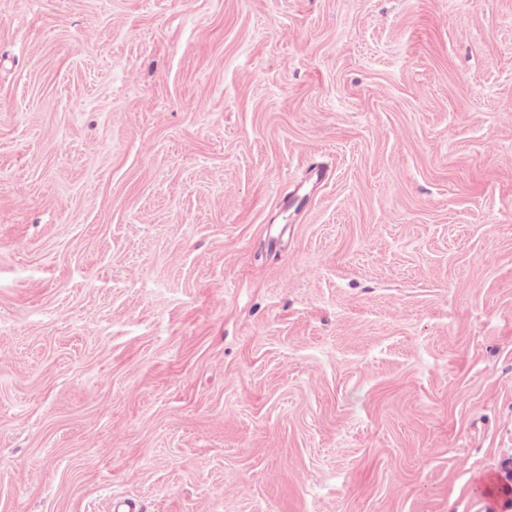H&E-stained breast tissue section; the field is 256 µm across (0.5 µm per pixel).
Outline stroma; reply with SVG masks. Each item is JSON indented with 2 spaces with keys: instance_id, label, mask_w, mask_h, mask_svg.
<instances>
[{
  "instance_id": "stroma-1",
  "label": "stroma",
  "mask_w": 512,
  "mask_h": 512,
  "mask_svg": "<svg viewBox=\"0 0 512 512\" xmlns=\"http://www.w3.org/2000/svg\"><path fill=\"white\" fill-rule=\"evenodd\" d=\"M0 512H498L512 0H0Z\"/></svg>"
}]
</instances>
